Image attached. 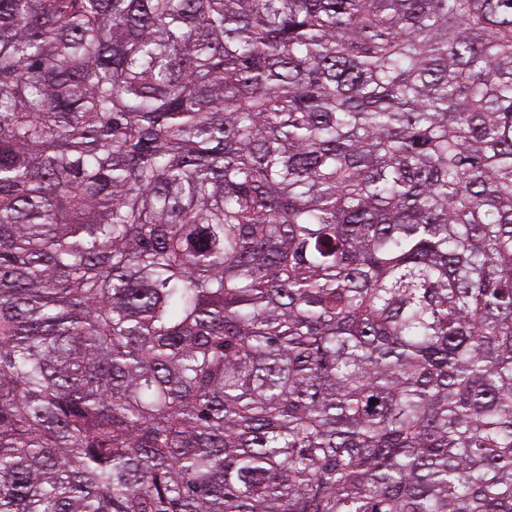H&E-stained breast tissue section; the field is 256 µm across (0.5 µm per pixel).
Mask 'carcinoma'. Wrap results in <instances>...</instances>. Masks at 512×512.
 <instances>
[{"label":"carcinoma","mask_w":512,"mask_h":512,"mask_svg":"<svg viewBox=\"0 0 512 512\" xmlns=\"http://www.w3.org/2000/svg\"><path fill=\"white\" fill-rule=\"evenodd\" d=\"M0 512H512V0H0Z\"/></svg>","instance_id":"1"}]
</instances>
